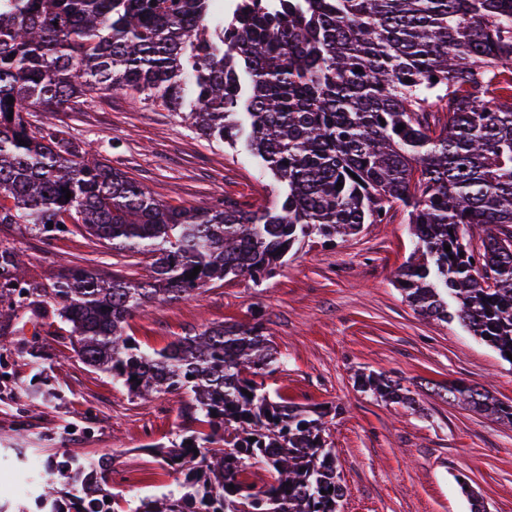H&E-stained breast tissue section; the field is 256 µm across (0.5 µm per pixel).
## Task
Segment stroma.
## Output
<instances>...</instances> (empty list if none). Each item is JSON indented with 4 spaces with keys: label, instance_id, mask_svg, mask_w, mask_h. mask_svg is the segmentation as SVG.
I'll use <instances>...</instances> for the list:
<instances>
[{
    "label": "stroma",
    "instance_id": "1",
    "mask_svg": "<svg viewBox=\"0 0 512 512\" xmlns=\"http://www.w3.org/2000/svg\"><path fill=\"white\" fill-rule=\"evenodd\" d=\"M39 125L68 138L145 185L157 199L202 205L232 198L271 201L274 181L244 145L201 136L159 105L114 93L92 94ZM0 244L23 254L27 279L50 285L73 268H101L136 279L149 260L126 256L80 232L47 240L0 224ZM416 247L408 224H368L332 245L314 238L261 285L239 278L199 297L137 313L130 332L145 348L222 322L248 323L261 310L282 361L265 387L301 406L336 404L332 441L345 486L341 512H470L456 479L466 476L488 512H512V425L437 393L449 383L477 385L512 405V363L460 324L418 316L394 285ZM41 364L48 394L28 387ZM382 373L408 387L413 407L362 392L357 373ZM179 399L133 398L91 371L66 336L26 308L0 319V502L22 504L24 482L49 457L74 449L87 459L114 455L108 488L126 512L174 488L176 475L145 449L177 438ZM135 474L138 485L126 477Z\"/></svg>",
    "mask_w": 512,
    "mask_h": 512
}]
</instances>
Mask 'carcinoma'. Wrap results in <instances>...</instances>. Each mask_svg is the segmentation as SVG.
<instances>
[{"label":"carcinoma","instance_id":"obj_1","mask_svg":"<svg viewBox=\"0 0 512 512\" xmlns=\"http://www.w3.org/2000/svg\"><path fill=\"white\" fill-rule=\"evenodd\" d=\"M211 6L0 0V224L47 240L71 224L150 258L141 279L77 268L46 288L1 246L0 317L16 294L37 317L52 311L82 363L129 395L186 397L184 433L151 445L181 479L134 512H338L327 412L257 381L281 361L261 312L152 350L127 333L129 321L229 276L259 285L302 242L355 236L401 211L417 238L396 274L405 302L512 353V0H245L217 27ZM117 91L184 115L208 139L244 140L279 186L275 201L173 205L32 121ZM357 383L414 403L384 375ZM441 390L512 425V405L484 388ZM110 464L62 454L18 512H125L103 494ZM459 487L471 512H487L471 484Z\"/></svg>","mask_w":512,"mask_h":512}]
</instances>
